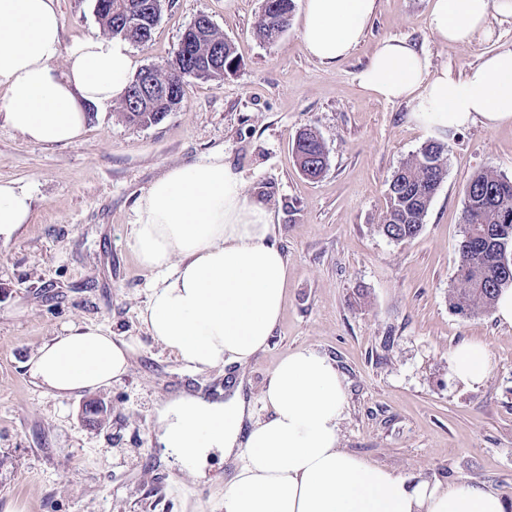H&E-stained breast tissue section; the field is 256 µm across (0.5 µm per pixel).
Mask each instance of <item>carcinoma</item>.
<instances>
[{
	"mask_svg": "<svg viewBox=\"0 0 512 512\" xmlns=\"http://www.w3.org/2000/svg\"><path fill=\"white\" fill-rule=\"evenodd\" d=\"M294 0H264L256 24L257 37L275 27L288 28ZM94 10L103 31L112 36L145 45L152 37L161 10L155 0H95ZM220 47L222 61L207 63L208 45ZM199 69L203 80H216L239 66L233 44L216 27L207 29L197 43ZM184 70L181 52L154 69L159 82L176 86L174 99L150 110L137 111L130 98L123 100V119L132 125L149 126L175 111L182 100ZM293 151L300 170L316 180L328 168L324 142L311 128L300 130L293 140ZM448 173L447 152L443 144L429 141L395 171L387 189V208L380 229L390 239L405 242L422 230L429 207L436 195L431 185H440ZM463 237L458 252L456 283L448 293L449 306L463 317H476L496 303L499 294L512 288V181L492 168L475 171L466 187L463 210Z\"/></svg>",
	"mask_w": 512,
	"mask_h": 512,
	"instance_id": "1",
	"label": "carcinoma"
}]
</instances>
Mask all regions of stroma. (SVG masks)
Masks as SVG:
<instances>
[{"instance_id": "stroma-1", "label": "stroma", "mask_w": 512, "mask_h": 512, "mask_svg": "<svg viewBox=\"0 0 512 512\" xmlns=\"http://www.w3.org/2000/svg\"><path fill=\"white\" fill-rule=\"evenodd\" d=\"M294 3L287 31L267 43L254 33L263 0H166L151 41L132 48L138 67L170 59L201 15L234 44L239 66L219 80L185 78L179 107L159 123L130 125L117 103L90 112L82 140L64 146L28 142L0 118V180L33 196L28 223L0 238V512H220L230 466L214 452L208 480L176 469L156 445L154 404L181 389L222 398L238 382L266 415L276 365L301 349L328 356L343 379L341 448L413 481H467L512 500V326L448 305L466 184L486 166L512 180V122L441 136L447 177L420 234L396 242L379 228L388 182L432 135L409 103L358 84L386 38L464 75L512 49V18L491 15L493 39L458 46L431 34L432 0H377L360 43L325 65L305 47V0ZM59 10L64 44L100 33L94 0H59ZM305 127L328 151L316 181L292 154ZM215 152L271 212L288 288L265 351L243 369L193 374L140 320L151 274L128 236L152 182ZM71 325L136 337L138 351L121 381L59 400L27 363ZM471 341L485 345L489 372L466 386L451 355Z\"/></svg>"}]
</instances>
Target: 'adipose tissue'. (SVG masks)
I'll return each mask as SVG.
<instances>
[{
	"mask_svg": "<svg viewBox=\"0 0 512 512\" xmlns=\"http://www.w3.org/2000/svg\"><path fill=\"white\" fill-rule=\"evenodd\" d=\"M377 0H306L308 53L326 64L362 40ZM512 18V0H433L429 28L439 40L493 37L491 14ZM136 63L128 41L92 35L62 42L57 0H0V86L8 123L41 144L80 141L89 108L123 100ZM367 93L411 104V116L435 133L512 122V49L493 53L457 77L435 68L414 45L384 39L359 74ZM31 211L28 189L0 181V237ZM271 215L250 202L241 175L223 153L175 166L140 197L130 242L150 270L140 313L148 333L195 372L246 366L264 351L278 324L288 263L270 243ZM134 338L95 325L70 326L47 338L28 374L66 399L111 385L129 370ZM453 374L478 383L488 373L484 345L452 356ZM342 378L313 349L287 353L262 395L258 418L241 395L208 401L180 392L157 407L158 441L179 457L203 462L211 450L234 464L223 512H512L497 491L468 482H408L393 470L339 446Z\"/></svg>",
	"mask_w": 512,
	"mask_h": 512,
	"instance_id": "ef3b65f1",
	"label": "adipose tissue"
}]
</instances>
